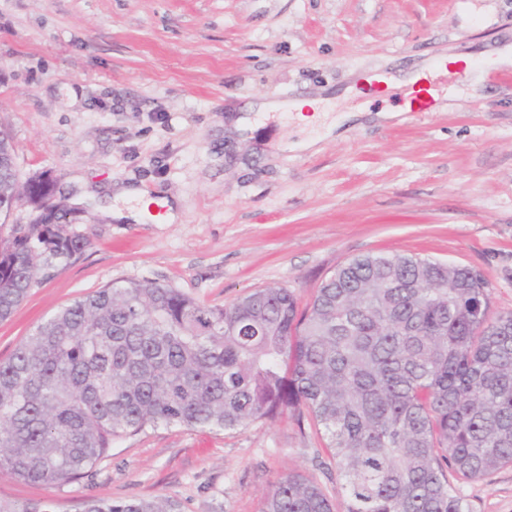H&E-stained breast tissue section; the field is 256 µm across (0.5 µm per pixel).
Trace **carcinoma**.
<instances>
[{
  "label": "carcinoma",
  "instance_id": "1",
  "mask_svg": "<svg viewBox=\"0 0 512 512\" xmlns=\"http://www.w3.org/2000/svg\"><path fill=\"white\" fill-rule=\"evenodd\" d=\"M0 148V205L44 204ZM88 240L18 225L0 246V321ZM321 426L345 512H470L460 487L512 466V314L490 316L482 275L405 253L339 266L299 308L258 288L224 307L149 280L113 281L37 324L0 361V473L63 487L114 442L159 426L242 430L304 413ZM0 512H57L0 500ZM80 512H183L174 496L87 498ZM259 512H334L290 472Z\"/></svg>",
  "mask_w": 512,
  "mask_h": 512
}]
</instances>
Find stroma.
I'll return each mask as SVG.
<instances>
[{"label":"stroma","mask_w":512,"mask_h":512,"mask_svg":"<svg viewBox=\"0 0 512 512\" xmlns=\"http://www.w3.org/2000/svg\"><path fill=\"white\" fill-rule=\"evenodd\" d=\"M511 44L512 0H0V130L17 179H54L55 204L79 210L71 228L88 240L0 323V360L113 281L154 280L209 306L280 286L305 303L369 252L472 268L491 315L512 314V81L434 80V108L420 113L405 110V84L342 95L437 59L476 68ZM327 91L312 125L253 109ZM346 112L355 120L324 137ZM241 114L254 132L225 136V117ZM308 140L315 148L299 149ZM116 183L153 199L139 222L97 208ZM163 197L178 204L175 223L159 221ZM291 471L344 512L322 438L290 416L237 431L160 427L114 443L93 478L63 488L2 474L0 499L79 512L88 497L166 494L184 512L214 499L259 512ZM462 492L471 512H512V466Z\"/></svg>","instance_id":"stroma-1"}]
</instances>
